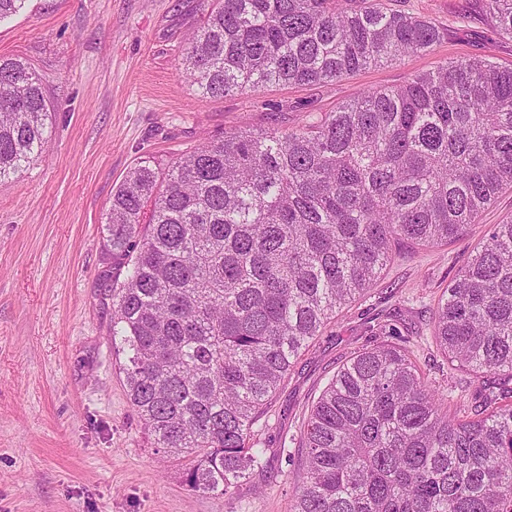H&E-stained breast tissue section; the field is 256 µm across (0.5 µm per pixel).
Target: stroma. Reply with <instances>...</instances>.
Returning <instances> with one entry per match:
<instances>
[{"instance_id":"stroma-1","label":"stroma","mask_w":512,"mask_h":512,"mask_svg":"<svg viewBox=\"0 0 512 512\" xmlns=\"http://www.w3.org/2000/svg\"><path fill=\"white\" fill-rule=\"evenodd\" d=\"M387 3L435 23L440 42L332 84L221 98L178 77L212 0H27L0 20V57L30 63L50 109L42 153L0 180V512H290L313 402L355 352L388 340L379 325L390 316L400 331L390 340L447 390L449 413L475 415L503 386L501 376L453 367L432 318L491 226L512 221V189L457 240L396 246L376 285L337 310L290 368L254 427L264 470L227 493L191 491L186 459L151 447L126 394L100 277L112 188L131 167H167L231 129L294 131L456 59L512 67V38L476 0Z\"/></svg>"}]
</instances>
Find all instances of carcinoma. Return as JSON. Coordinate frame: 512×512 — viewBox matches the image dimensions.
<instances>
[{
	"mask_svg": "<svg viewBox=\"0 0 512 512\" xmlns=\"http://www.w3.org/2000/svg\"><path fill=\"white\" fill-rule=\"evenodd\" d=\"M512 37V0H481ZM385 0H215L180 77L209 97L327 84L434 47ZM32 67L0 59V179L48 139ZM512 188V67L461 58L363 92L284 134L233 130L112 189L102 287L127 396L153 447L193 457L224 494L262 467L251 443L292 361L363 295L393 245L446 244ZM434 336L450 361L512 380V221L448 286ZM406 349L343 365L303 431L291 512H512V403L449 416Z\"/></svg>",
	"mask_w": 512,
	"mask_h": 512,
	"instance_id": "carcinoma-1",
	"label": "carcinoma"
}]
</instances>
